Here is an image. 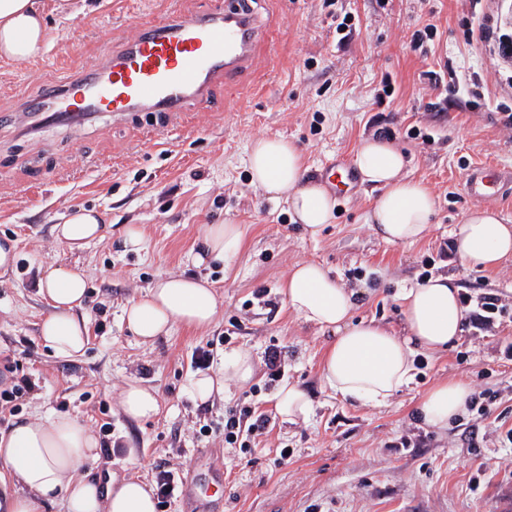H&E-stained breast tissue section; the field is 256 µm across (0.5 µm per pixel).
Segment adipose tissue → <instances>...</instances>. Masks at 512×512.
<instances>
[{
	"label": "adipose tissue",
	"mask_w": 512,
	"mask_h": 512,
	"mask_svg": "<svg viewBox=\"0 0 512 512\" xmlns=\"http://www.w3.org/2000/svg\"><path fill=\"white\" fill-rule=\"evenodd\" d=\"M45 11L43 0H0V59L22 61L40 51L50 38ZM354 164L362 182L378 192L367 215L376 233L391 244L420 241L429 230L436 201L426 185L405 175L403 153L386 140L368 137L359 145ZM246 167L251 182L273 200L285 202L310 235L332 223L335 199L323 185L307 179L298 150L287 140H257ZM103 229L97 212L77 209L57 225L56 235L70 249L79 250L102 238ZM242 238L240 226L232 222L209 225L203 249L190 259L196 265L225 259L239 250ZM452 238L458 258L468 267L490 269L512 255V225L486 208L471 211L455 226ZM38 287L51 304L39 328L43 342L58 355H82L88 341L84 276L58 266L41 274ZM282 292L304 322L336 334L322 359L324 385L364 404L385 403L408 385L417 353L447 349L459 337L464 321L459 288L448 276L403 291L408 330L404 336L372 322L352 323L356 292L341 286L321 265H295ZM219 314L218 297L207 279L170 276L156 280L127 304L122 317L136 336L149 341L176 322L209 328ZM471 395L463 381L436 383L420 398L417 415L431 428L446 429L466 414ZM98 454L97 439L71 415L21 423L0 434V465L25 489L9 500L8 512H43L45 503L57 499L66 512H156L153 491L145 482L116 477L102 487L84 474V466Z\"/></svg>",
	"instance_id": "obj_1"
}]
</instances>
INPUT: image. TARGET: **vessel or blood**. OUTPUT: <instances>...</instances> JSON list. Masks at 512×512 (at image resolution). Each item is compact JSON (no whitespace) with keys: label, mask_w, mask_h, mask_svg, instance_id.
I'll return each mask as SVG.
<instances>
[{"label":"vessel or blood","mask_w":512,"mask_h":512,"mask_svg":"<svg viewBox=\"0 0 512 512\" xmlns=\"http://www.w3.org/2000/svg\"><path fill=\"white\" fill-rule=\"evenodd\" d=\"M261 38L249 0H228L220 15H161L121 48L86 57L75 76L37 84L25 96L26 110L70 125L101 112L118 120L136 104L182 112L211 103L214 84L237 82Z\"/></svg>","instance_id":"1"}]
</instances>
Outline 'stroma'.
<instances>
[{"label":"stroma","mask_w":512,"mask_h":512,"mask_svg":"<svg viewBox=\"0 0 512 512\" xmlns=\"http://www.w3.org/2000/svg\"><path fill=\"white\" fill-rule=\"evenodd\" d=\"M51 14L52 39L21 62L0 60V110L18 112L36 82L73 73L109 38H130L139 23L173 10L185 15L226 0H71ZM263 31L251 73L233 89L216 88L215 109L110 114L75 126L0 124V241L16 246L14 267L0 271V391L27 377L34 389L0 414V432L19 421L69 414L109 452L88 463L92 477L138 476L156 466L192 472L199 493L223 489L214 512H503L512 501V309L495 335L462 332L448 351L421 355L413 382L380 406L351 402L326 387L320 366L330 334L292 312L279 290L290 269L314 262L360 297L353 321L402 329L401 288L425 276L455 277L462 291L492 292L512 306V256L491 271L445 261L439 247L475 207L512 220V196L471 195L469 176L483 167L512 181V67L498 69L491 46L466 41L469 0H253ZM348 21L347 32L336 26ZM434 25L432 39L417 33ZM455 70L458 84L434 88L428 71ZM392 142L407 173L437 198L426 236L412 245L378 238L365 216L373 187H332L336 218L317 236L293 223L284 204L253 184L245 161L258 139L293 143L307 175L335 159L353 163L365 138ZM77 208L105 224L102 240L71 251L54 228ZM240 224L243 241L225 262L189 259L207 225ZM142 229L141 250L124 230ZM65 265L87 280L84 355H56L39 336L50 306L37 281ZM169 275L207 278L221 301L217 322L195 330L176 323L141 341L121 320L124 305ZM210 345L209 373L225 355L250 352L256 376L224 379V397L207 404L186 393L192 356ZM281 353L284 382L311 402L307 419L281 420L267 376L269 349ZM450 378L473 392L497 393L491 416L467 415L445 431L419 423L416 405L429 387ZM138 381L157 389L160 413L149 421L120 409L123 389ZM249 408L269 424L250 451L224 441L228 410ZM110 432H101L103 423ZM207 449L204 458L194 451Z\"/></svg>","instance_id":"stroma-1"}]
</instances>
